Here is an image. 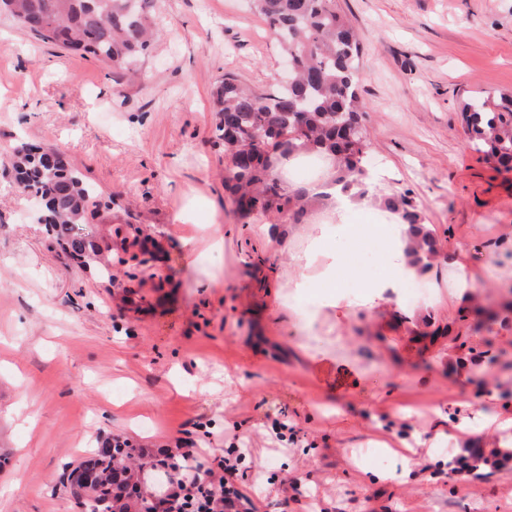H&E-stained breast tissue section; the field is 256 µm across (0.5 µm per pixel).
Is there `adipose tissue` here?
I'll list each match as a JSON object with an SVG mask.
<instances>
[{
    "label": "adipose tissue",
    "mask_w": 512,
    "mask_h": 512,
    "mask_svg": "<svg viewBox=\"0 0 512 512\" xmlns=\"http://www.w3.org/2000/svg\"><path fill=\"white\" fill-rule=\"evenodd\" d=\"M336 177L332 160L321 159L317 185L328 184ZM373 194L357 199L333 189L327 200L326 219L320 224L306 226L304 246L291 256L295 273L287 277L294 299L303 300L297 309L298 321L305 332H312L321 315L358 317L391 304L392 296L406 280L421 278L423 271L408 253L416 232L403 224L391 211H374ZM387 238L381 254L380 275L365 277L362 267H345L343 245L357 240L359 234ZM360 281L362 293H345L347 282Z\"/></svg>",
    "instance_id": "1"
}]
</instances>
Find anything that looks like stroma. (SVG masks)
Returning a JSON list of instances; mask_svg holds the SVG:
<instances>
[{
	"mask_svg": "<svg viewBox=\"0 0 512 512\" xmlns=\"http://www.w3.org/2000/svg\"><path fill=\"white\" fill-rule=\"evenodd\" d=\"M157 7L163 33L133 81L0 14V512H80L63 470L117 435L239 448L259 512H512V460L448 476L465 452L458 428L512 415V172L471 149L462 117L479 92H512V0H336L362 46L376 195L407 196L446 256L434 274L459 260L473 284L337 326L317 358L267 285L291 270L302 227L273 213L254 238L214 137L216 87L231 75L270 89L277 43L248 0ZM23 142L56 149L109 198L86 231L111 279L35 220L11 166ZM205 224L222 230V254L183 247ZM250 239L257 269L238 260ZM132 286L153 305L131 308ZM475 292L496 323L478 322ZM445 326L497 363L463 377L447 339L419 351L414 333ZM487 381L500 385L490 396ZM276 421L293 440L276 439ZM402 441L416 460L405 478L389 451ZM286 475L304 486L300 503L281 505Z\"/></svg>",
	"mask_w": 512,
	"mask_h": 512,
	"instance_id": "stroma-1",
	"label": "stroma"
}]
</instances>
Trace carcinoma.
I'll return each instance as SVG.
<instances>
[{
    "label": "carcinoma",
    "mask_w": 512,
    "mask_h": 512,
    "mask_svg": "<svg viewBox=\"0 0 512 512\" xmlns=\"http://www.w3.org/2000/svg\"><path fill=\"white\" fill-rule=\"evenodd\" d=\"M10 15L43 42H54L60 26L69 32L66 47L103 62L117 73L135 78L140 58L160 34L154 0H12ZM284 55L293 59V79L278 82L267 91H253L233 77L215 92L219 121L215 138L224 147L232 175L224 190L243 220L271 213H288L291 224L303 223L315 200L300 186L283 187L276 159L296 151L336 156L340 167L336 184L342 190L365 193L368 177L366 153L352 149L366 140L362 125L365 105L358 88L360 42L347 21L336 11L335 0H253ZM472 147L499 165L512 159V95L477 97L463 113ZM47 149L21 144L14 149L12 167L17 185L39 198L46 231L76 253L96 245L84 233L101 206V192L71 167L51 169L45 164ZM386 204L400 212L402 223L415 226L419 216L401 196ZM438 253L436 240L423 236L413 250L415 262L427 270ZM143 461L131 449L100 450L84 462L95 473L93 498L85 512H100L109 502L119 512H129L132 502H121L129 481Z\"/></svg>",
    "instance_id": "1"
}]
</instances>
